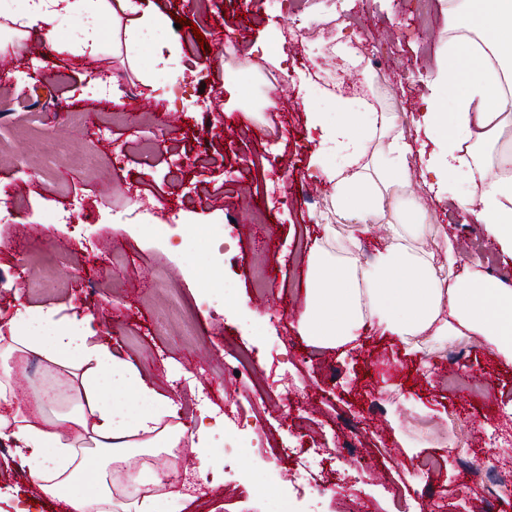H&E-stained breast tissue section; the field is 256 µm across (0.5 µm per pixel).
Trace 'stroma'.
Masks as SVG:
<instances>
[{"instance_id": "35a3bbf8", "label": "stroma", "mask_w": 512, "mask_h": 512, "mask_svg": "<svg viewBox=\"0 0 512 512\" xmlns=\"http://www.w3.org/2000/svg\"><path fill=\"white\" fill-rule=\"evenodd\" d=\"M182 26H168L150 39L116 41L128 18L100 21L101 52L76 63L52 51L40 32H29L13 65L0 74V90L24 99L19 112H0V191L7 189L21 207L12 223L0 224V325L17 309L52 311L58 317L91 316L113 351L132 358L145 381L179 406L191 435L176 456L160 455L156 471L177 468L163 483L160 512H192V499L170 500L180 475L196 470L193 434L207 428L216 464L207 488V512H266L267 501L253 495L238 457L224 453L215 419L194 403L198 388L209 387L216 406L235 401L224 388V365L232 350L256 345L255 388L280 386L288 356L302 353L297 412L311 423V434L296 439L275 404H259L269 434L280 445L309 448L330 437L352 439L355 452L329 457L328 476L346 474L321 512H404L405 500L422 493L469 484L468 465L483 457L512 462V447L490 448L483 430L512 433V365L491 347L464 339L443 347L408 353L393 336L366 331L342 347L306 343L298 332L304 309L307 258L330 214V189L309 175L320 133L309 126L299 88L300 76L331 85L336 68L353 84L368 56L382 63L393 111L411 138L426 141L417 119L436 76L448 37V0H355L351 31L363 35L354 57L319 54L335 43L336 0H312L305 16L311 26L304 43H274L292 26L288 9L272 0H152ZM203 40H196V33ZM174 40L183 54L172 71L152 72L142 82L135 59L152 45ZM250 56L259 78L251 97L242 96L227 77L234 50ZM283 57L282 66L272 57ZM179 80H172V72ZM283 74L286 84L274 81ZM270 91L275 104L256 109L254 100ZM148 98L162 111V123L136 118L113 124L114 102L130 93ZM106 128L99 139L97 128ZM280 137L268 144L267 133ZM158 142L146 152L142 142ZM121 147L117 167L86 171L71 163L92 151L102 159ZM84 201L73 224H53L51 212L70 199ZM138 207L142 221H121L122 211ZM435 240L450 236L461 245L462 260L491 276L512 275V255L501 250L486 225L462 221L457 202L429 199ZM216 238L186 264L183 241L204 232ZM94 242L85 250L81 239ZM265 265L264 293L253 287V272ZM166 272L181 305L196 313V334L166 318L168 296L152 288ZM209 279L233 290L231 302L203 298L199 284ZM276 315L279 324L252 338V326ZM14 455H0V512H61L40 497L35 483Z\"/></svg>"}]
</instances>
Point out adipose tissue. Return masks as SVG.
I'll return each instance as SVG.
<instances>
[{"label":"adipose tissue","instance_id":"obj_1","mask_svg":"<svg viewBox=\"0 0 512 512\" xmlns=\"http://www.w3.org/2000/svg\"><path fill=\"white\" fill-rule=\"evenodd\" d=\"M116 9L135 14L137 35L168 24L148 0H23L18 11L1 7L0 18L41 31L57 53L92 56L100 45L96 18ZM452 12L476 38L448 41L422 115L439 150L422 165L437 193L512 254V96L501 94L502 72L512 71V0H455ZM74 15L87 24L60 41V26ZM308 122L322 132L309 167L329 184L332 211L350 234L339 252L320 248L308 258L302 339L337 347L367 329L425 345L466 337L511 364L512 287L464 264L450 240L430 251L417 245L433 217L414 189L413 149L399 113L339 95L330 109L310 108ZM379 224L389 241L360 264L362 237ZM32 353L70 394L71 407L51 419L13 404L12 375ZM176 414L132 359L97 338L89 318L22 308L0 337V438L13 440L42 496L63 512H156L155 497L127 501L115 489L122 468L177 447L186 425L162 423Z\"/></svg>","mask_w":512,"mask_h":512}]
</instances>
